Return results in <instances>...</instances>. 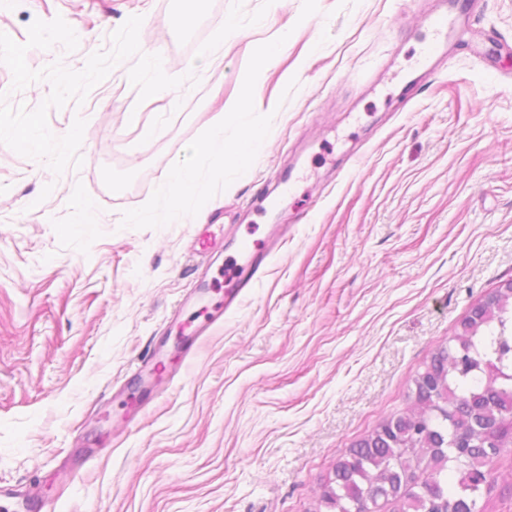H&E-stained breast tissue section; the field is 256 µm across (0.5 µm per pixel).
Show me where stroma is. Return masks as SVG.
I'll use <instances>...</instances> for the list:
<instances>
[{"instance_id":"35a3bbf8","label":"stroma","mask_w":512,"mask_h":512,"mask_svg":"<svg viewBox=\"0 0 512 512\" xmlns=\"http://www.w3.org/2000/svg\"><path fill=\"white\" fill-rule=\"evenodd\" d=\"M317 3L304 19L303 0H0L17 42L58 16L79 38L30 50L34 69H82L132 16L173 76L224 35L222 66L155 102L148 148L130 58L48 112L57 136L85 119L80 169L0 144V492L35 488L34 512H326L337 455L512 279V0H481L437 60V0ZM282 35L252 166L196 216L121 227ZM276 224L264 277L185 358L174 307L218 297ZM160 345L145 396L132 366Z\"/></svg>"}]
</instances>
